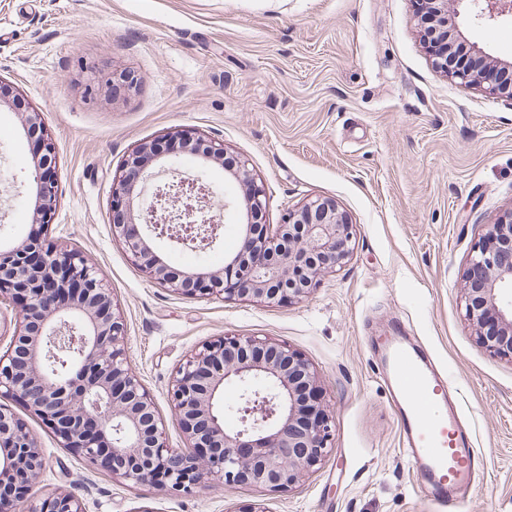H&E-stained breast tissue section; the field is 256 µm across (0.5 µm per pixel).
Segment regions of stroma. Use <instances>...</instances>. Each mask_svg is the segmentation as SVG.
Wrapping results in <instances>:
<instances>
[{"mask_svg": "<svg viewBox=\"0 0 512 512\" xmlns=\"http://www.w3.org/2000/svg\"><path fill=\"white\" fill-rule=\"evenodd\" d=\"M457 23L467 42L512 61V18L465 8ZM124 72L133 89L114 84ZM0 75L42 112L55 143L47 240L104 273L169 447L185 445L170 378L224 334L299 351L335 424L330 453L290 490L207 483L188 495L87 468L7 397L45 458L34 503L64 492L86 512H234L252 501L265 512H435L380 381L375 339L393 330L429 351L484 462L447 512H512V362L476 345L463 278L486 225L512 208V103L433 66L412 0H0ZM183 130L246 161L265 191L264 223L311 199L335 202L353 226L347 263L291 304L178 296L151 280L112 237V178L135 145ZM34 155L17 109L1 106V243L29 231ZM178 169L202 172L189 159ZM202 173L228 204L214 247L149 240L184 272L223 267L241 242L238 183L215 165Z\"/></svg>", "mask_w": 512, "mask_h": 512, "instance_id": "35a3bbf8", "label": "stroma"}]
</instances>
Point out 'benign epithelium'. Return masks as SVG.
Segmentation results:
<instances>
[{
	"mask_svg": "<svg viewBox=\"0 0 512 512\" xmlns=\"http://www.w3.org/2000/svg\"><path fill=\"white\" fill-rule=\"evenodd\" d=\"M466 1L478 17H512V0H414L433 65L467 88L512 101V62L461 39L448 11ZM21 110L26 136L37 140L32 222L45 229L58 200L55 144L41 113L26 106L0 75V105ZM189 156L226 166L224 142L202 134H164L137 144L112 179V236L132 262L170 292L203 298L249 296L267 303L299 301L348 260L352 225L326 199L288 212L274 233L253 236L265 192L245 161L234 177L247 186L248 222L239 249L223 268L174 272L140 228L186 246L212 247L224 208L196 175L157 184ZM465 315L477 343L512 360V207L471 248L465 270ZM20 306L19 330L0 355V395L22 399L89 468L135 484L191 493L203 482L286 491L331 451L333 413L324 384L306 358L265 336L224 335L205 342L169 383L172 415L188 446L170 448L155 403L127 355L124 323L105 275L85 254L45 243L39 234L0 248V300ZM233 385L237 396L224 398ZM44 469L36 438L0 405V486L16 493L0 512H84L58 493L39 505L30 491Z\"/></svg>",
	"mask_w": 512,
	"mask_h": 512,
	"instance_id": "1",
	"label": "benign epithelium"
}]
</instances>
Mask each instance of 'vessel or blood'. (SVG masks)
Listing matches in <instances>:
<instances>
[{"label":"vessel or blood","instance_id":"obj_1","mask_svg":"<svg viewBox=\"0 0 512 512\" xmlns=\"http://www.w3.org/2000/svg\"><path fill=\"white\" fill-rule=\"evenodd\" d=\"M380 370L420 489L438 512H446L470 489L480 464L470 430L458 421L447 383L428 356L403 337L383 340Z\"/></svg>","mask_w":512,"mask_h":512}]
</instances>
